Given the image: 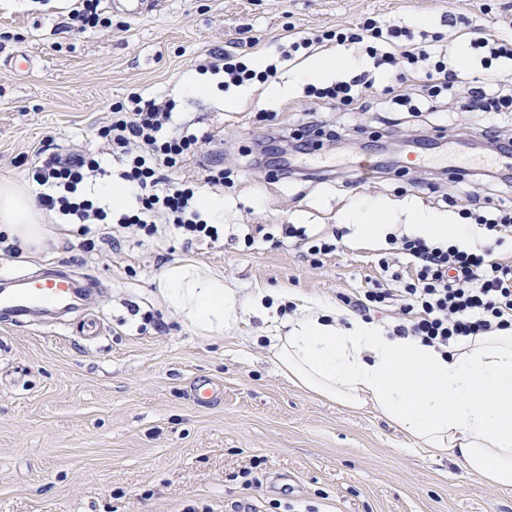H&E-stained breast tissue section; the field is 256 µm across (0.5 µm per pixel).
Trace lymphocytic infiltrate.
<instances>
[{"mask_svg": "<svg viewBox=\"0 0 512 512\" xmlns=\"http://www.w3.org/2000/svg\"><path fill=\"white\" fill-rule=\"evenodd\" d=\"M480 11V16L462 14L449 18L448 23L470 34L474 59L486 71L488 82H498L501 72L512 68V38L502 36V22L489 17L488 4H481ZM331 44L364 49L373 66L330 85L311 87V94L320 99L356 105L373 88L378 72L402 62L407 73L391 99L397 106L410 105L416 97L425 101L452 91L461 81L455 56L439 48L437 37L369 16L349 26L307 34L290 48ZM255 45L252 39L233 43L206 68L224 73L236 86L268 82L276 77L278 67L270 63L264 70L254 69L249 51ZM174 108L173 100L147 99L134 92L113 107L108 123L99 130L113 159L121 164L120 180L136 192L137 206L131 210L101 206L86 193V185L105 174L91 155L38 149L29 177L40 189L39 203L61 223L77 225L85 253L116 248L125 237L155 236L163 224L172 226L188 244L218 240L216 225L208 222L198 203L200 184L177 176L196 156L200 139L186 129L166 134ZM459 216L483 226L493 245L469 249L444 240L391 236L390 244L409 257L412 276L402 280L399 291L371 288L348 299V306L374 312L401 298L403 322L396 334L417 337L442 351L473 336L512 328V263L495 256L497 247L512 237V206L479 212L464 207Z\"/></svg>", "mask_w": 512, "mask_h": 512, "instance_id": "1", "label": "lymphocytic infiltrate"}]
</instances>
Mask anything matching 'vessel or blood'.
Wrapping results in <instances>:
<instances>
[{
  "label": "vessel or blood",
  "mask_w": 512,
  "mask_h": 512,
  "mask_svg": "<svg viewBox=\"0 0 512 512\" xmlns=\"http://www.w3.org/2000/svg\"><path fill=\"white\" fill-rule=\"evenodd\" d=\"M97 283L61 269H47L27 277L0 275V316L26 326L41 314L62 317L85 307Z\"/></svg>",
  "instance_id": "b4317fda"
}]
</instances>
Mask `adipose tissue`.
Instances as JSON below:
<instances>
[{"instance_id":"1","label":"adipose tissue","mask_w":512,"mask_h":512,"mask_svg":"<svg viewBox=\"0 0 512 512\" xmlns=\"http://www.w3.org/2000/svg\"><path fill=\"white\" fill-rule=\"evenodd\" d=\"M34 200L0 179V232L9 245L37 252L58 233L40 223ZM412 229L426 239L473 243L478 232L419 211ZM162 303L203 336H220L245 314L266 326L269 349L288 380L351 409L372 408L431 456L458 461L480 481L512 488V330L438 351L413 336L350 318L319 303L279 319L280 296L242 297L217 271L192 260L167 264L157 283Z\"/></svg>"}]
</instances>
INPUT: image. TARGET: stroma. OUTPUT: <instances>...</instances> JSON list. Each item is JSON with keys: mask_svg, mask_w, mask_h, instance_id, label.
<instances>
[{"mask_svg": "<svg viewBox=\"0 0 512 512\" xmlns=\"http://www.w3.org/2000/svg\"><path fill=\"white\" fill-rule=\"evenodd\" d=\"M102 0L111 24L67 26L71 0H0V179L29 186L37 150L95 155L113 170L98 136L112 103L130 92L174 99L172 126L205 133L183 176L202 178L222 158L219 240L186 245L172 230L103 256L76 232L34 256L0 250V272L62 264L99 284L65 326L18 327L0 319V512H512V489L434 459L371 409L352 411L285 378L248 316L221 336H201L163 305L164 266L190 258L243 293L270 289L340 306L341 296L391 287L407 258L384 236L407 232L413 211L457 215L472 199L512 201V182L489 191L452 169H482L475 132L483 112L380 110L395 78L382 76L361 105L307 97L303 71L320 52L282 60L289 33L333 29L373 14L387 23L440 33L449 53L470 59L469 35L452 14L478 0ZM250 30L252 61H281L272 83L225 88L201 71L211 53ZM33 60L22 69L19 53ZM343 127L342 140L327 138ZM287 131L314 135L295 173L255 165L259 144ZM376 163L362 176L360 160ZM366 197L388 208L385 233L361 237L347 212ZM332 238L313 259L281 225ZM98 325L84 336L86 323ZM220 385L218 401L193 399L195 380Z\"/></svg>", "mask_w": 512, "mask_h": 512, "instance_id": "35a3bbf8", "label": "stroma"}]
</instances>
